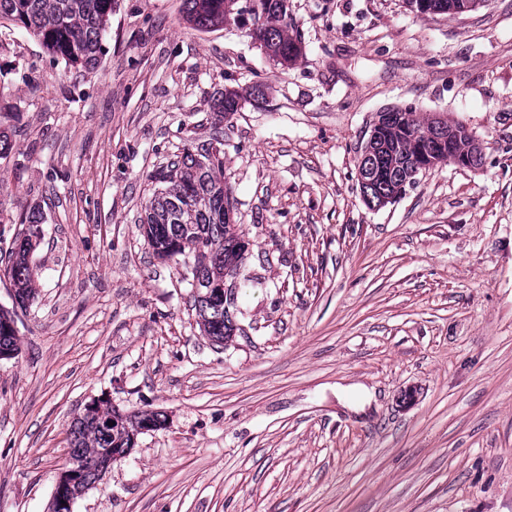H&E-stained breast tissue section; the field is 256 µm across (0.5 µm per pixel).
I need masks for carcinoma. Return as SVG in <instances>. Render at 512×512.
Masks as SVG:
<instances>
[{
    "label": "carcinoma",
    "instance_id": "carcinoma-1",
    "mask_svg": "<svg viewBox=\"0 0 512 512\" xmlns=\"http://www.w3.org/2000/svg\"><path fill=\"white\" fill-rule=\"evenodd\" d=\"M186 20L194 28L208 30L230 19L251 23L250 37L282 64H291L303 54L301 39L288 23V0H184ZM450 0H405L416 13L448 10ZM115 0H0V21H9L27 31L52 62L93 68L103 54V36ZM448 122H426L411 109H392L375 128L358 160L361 193L367 203L392 198L395 189L414 177L424 154L437 162L473 153L472 141L444 140ZM164 188L153 192L141 217L140 228L153 253L160 259L184 256L191 260L188 286L194 297L197 324L216 343L233 336L237 326L224 300V280L235 277L248 242L224 188V157L211 146L185 149L176 162L150 175ZM28 231L14 240L5 274L14 288L15 303L25 306L36 292V271L29 257L39 238V220L27 217ZM19 351L14 318L0 308V352ZM114 407L94 402L85 407L70 429L69 469L80 477L69 489L72 498L100 481L98 460L110 454L122 457L135 446L138 435L160 427V413L129 412L112 424Z\"/></svg>",
    "mask_w": 512,
    "mask_h": 512
}]
</instances>
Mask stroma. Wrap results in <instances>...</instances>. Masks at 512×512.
Returning a JSON list of instances; mask_svg holds the SVG:
<instances>
[{
    "instance_id": "1",
    "label": "stroma",
    "mask_w": 512,
    "mask_h": 512,
    "mask_svg": "<svg viewBox=\"0 0 512 512\" xmlns=\"http://www.w3.org/2000/svg\"><path fill=\"white\" fill-rule=\"evenodd\" d=\"M288 14V65L247 26L194 29L183 0H115L90 71L0 24V253L29 214L42 229L26 306L0 262L21 348L0 360V512H48L97 399L166 423L72 512H512V0ZM406 107L465 126L483 161L369 207L357 160ZM211 142L249 242L224 345L139 229L152 172ZM450 0H406L405 4L416 13H432L447 11L449 16H458L476 9L482 2L480 0H463L448 4ZM437 14H441L440 12Z\"/></svg>"
}]
</instances>
